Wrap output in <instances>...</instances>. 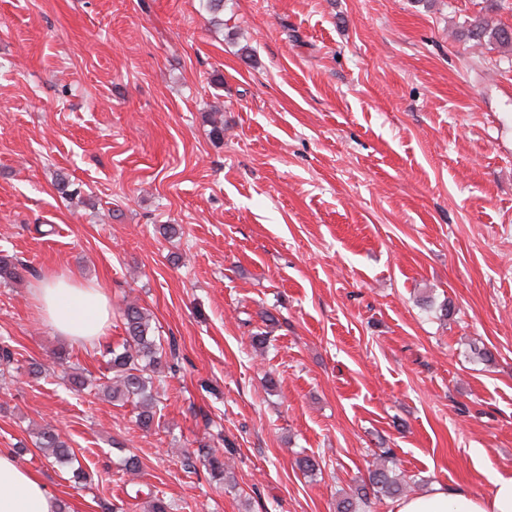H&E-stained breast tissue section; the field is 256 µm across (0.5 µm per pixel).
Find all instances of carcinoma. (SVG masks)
Wrapping results in <instances>:
<instances>
[{
    "label": "carcinoma",
    "mask_w": 512,
    "mask_h": 512,
    "mask_svg": "<svg viewBox=\"0 0 512 512\" xmlns=\"http://www.w3.org/2000/svg\"><path fill=\"white\" fill-rule=\"evenodd\" d=\"M467 39L472 45L483 48L487 45L512 46V27L492 24L482 15L466 21ZM24 264L14 257L0 253V282L17 283L23 278ZM126 336L122 344L112 349L107 362L112 373L109 384L94 383L76 371L67 374L70 389L82 392L96 389L114 399L132 402L136 409V423L143 430L154 424L160 404L155 376L162 369L175 370L176 352L174 345L163 344L155 333L148 314L144 309L130 303L123 310ZM36 446L50 452L56 460L71 463L75 454L62 434L53 427H47L37 436ZM212 479L223 481L230 474V467L224 454L215 451L207 455ZM419 484L413 476H401L393 468L382 464L370 471L368 484L359 489L356 496L345 497L336 503V512H361L360 506L369 504L370 497L406 496Z\"/></svg>",
    "instance_id": "1"
}]
</instances>
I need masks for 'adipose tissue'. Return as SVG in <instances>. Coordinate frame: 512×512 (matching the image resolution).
Here are the masks:
<instances>
[{
    "mask_svg": "<svg viewBox=\"0 0 512 512\" xmlns=\"http://www.w3.org/2000/svg\"><path fill=\"white\" fill-rule=\"evenodd\" d=\"M43 318L52 330L75 341L104 334L110 323L108 296L98 284L53 275L36 290ZM58 501L42 478L0 451V512H57ZM395 512H512V477L495 478L489 494L467 488L434 489L399 500Z\"/></svg>",
    "mask_w": 512,
    "mask_h": 512,
    "instance_id": "adipose-tissue-1",
    "label": "adipose tissue"
}]
</instances>
